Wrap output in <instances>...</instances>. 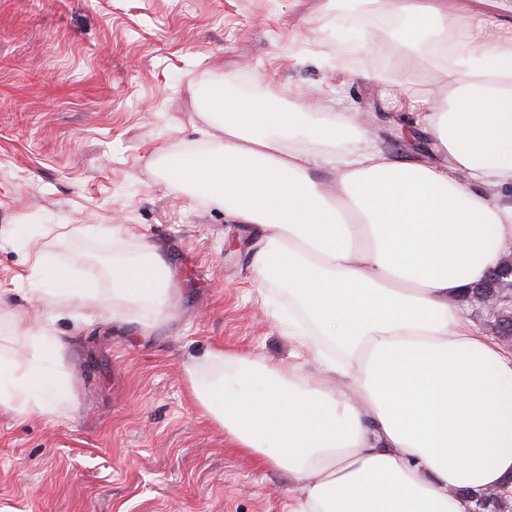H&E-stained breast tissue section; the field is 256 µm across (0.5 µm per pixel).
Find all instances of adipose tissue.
<instances>
[{
  "instance_id": "obj_1",
  "label": "adipose tissue",
  "mask_w": 512,
  "mask_h": 512,
  "mask_svg": "<svg viewBox=\"0 0 512 512\" xmlns=\"http://www.w3.org/2000/svg\"><path fill=\"white\" fill-rule=\"evenodd\" d=\"M384 4L405 20L406 57L446 62L452 97H424L414 117L446 165L393 159L358 123L313 117L312 102L282 108L220 86L208 108L223 144L167 162L261 238L256 283L287 286L288 335L342 378L320 387L228 354L223 379L192 385L239 448L297 481L283 512H473L512 479V353L461 304L512 246V43L417 0ZM345 141L360 150H315ZM320 164L335 184L311 177ZM169 276L149 246L114 264L112 293L157 307ZM48 278L60 310L88 296L75 266L49 265ZM41 345L40 361H0L1 403L50 413L68 400L52 369L61 342Z\"/></svg>"
}]
</instances>
